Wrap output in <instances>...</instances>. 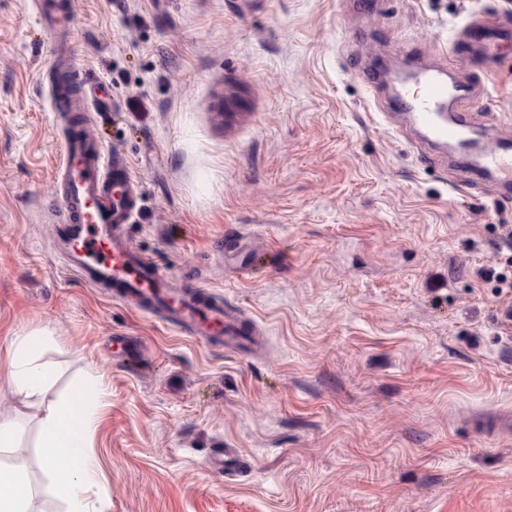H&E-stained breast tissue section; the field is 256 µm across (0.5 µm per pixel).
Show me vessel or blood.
<instances>
[{"label": "vessel or blood", "instance_id": "b4317fda", "mask_svg": "<svg viewBox=\"0 0 512 512\" xmlns=\"http://www.w3.org/2000/svg\"><path fill=\"white\" fill-rule=\"evenodd\" d=\"M512 33V23L477 20L468 39L477 51L478 66H488L499 40ZM409 85L393 92L388 108L404 115L428 142L451 149L465 191L475 183L493 180L503 195L512 194V140L504 138L492 148L473 140L472 130L486 129L489 112L465 109L466 100L480 96L484 87L475 80H458L446 72L405 63ZM57 61H49L44 77L54 111L79 115L81 122L61 141L55 177L60 187L62 218L52 249L66 271L96 288L110 289L114 298L157 312L181 334L209 342L237 344L248 327L237 313L212 300L203 287L169 288L155 263L134 251L124 229L133 217L135 185L131 166L119 154H109L88 130V116L97 101L89 90L68 93L57 76Z\"/></svg>", "mask_w": 512, "mask_h": 512}]
</instances>
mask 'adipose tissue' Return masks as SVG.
Segmentation results:
<instances>
[{"label":"adipose tissue","mask_w":512,"mask_h":512,"mask_svg":"<svg viewBox=\"0 0 512 512\" xmlns=\"http://www.w3.org/2000/svg\"><path fill=\"white\" fill-rule=\"evenodd\" d=\"M51 378L28 338H17L0 380L22 402L33 405L45 398ZM96 397L95 387L82 388L68 402L49 408L40 422V456L52 475V491L68 512H90L87 493L98 483L96 461L87 451L96 425Z\"/></svg>","instance_id":"ef3b65f1"}]
</instances>
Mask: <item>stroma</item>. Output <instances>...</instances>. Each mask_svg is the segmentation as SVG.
<instances>
[{"label": "stroma", "mask_w": 512, "mask_h": 512, "mask_svg": "<svg viewBox=\"0 0 512 512\" xmlns=\"http://www.w3.org/2000/svg\"><path fill=\"white\" fill-rule=\"evenodd\" d=\"M0 0V362L30 336L42 404L0 387L35 446L48 406L97 378L92 512H512V334L476 270L512 198L455 171L361 77L434 63L512 0ZM139 185L125 233L169 285L254 325L258 354L184 336L64 270L50 244L64 117L53 56ZM475 76L512 134V42ZM231 452L224 470L211 467Z\"/></svg>", "instance_id": "35a3bbf8"}]
</instances>
